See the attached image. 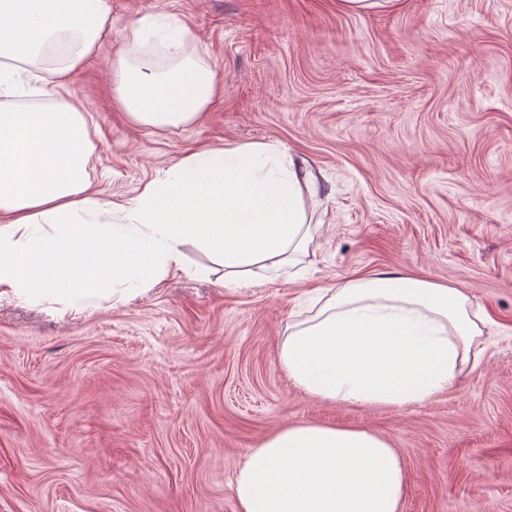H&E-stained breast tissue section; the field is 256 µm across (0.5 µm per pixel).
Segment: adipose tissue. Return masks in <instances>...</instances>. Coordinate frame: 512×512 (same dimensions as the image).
<instances>
[{"instance_id": "obj_1", "label": "adipose tissue", "mask_w": 512, "mask_h": 512, "mask_svg": "<svg viewBox=\"0 0 512 512\" xmlns=\"http://www.w3.org/2000/svg\"><path fill=\"white\" fill-rule=\"evenodd\" d=\"M108 15L109 0H0V296L62 292L84 309L105 288L183 270L188 240L222 261L228 285L257 269L302 272L313 239L304 198L320 183L274 143L193 153L144 187L129 222H98L106 205L88 196L87 119L59 79L97 50ZM152 27H131L128 52L112 64L113 98L141 126L194 123L216 94L215 74L172 21L169 65L139 62L131 51ZM50 49L59 55L49 73ZM322 293L325 304L279 350L289 381L322 401L402 408L450 391L482 361L488 315L459 289L385 270ZM406 491L387 438L319 423L273 432L234 481L236 512H402Z\"/></svg>"}]
</instances>
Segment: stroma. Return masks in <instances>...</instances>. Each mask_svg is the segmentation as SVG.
I'll return each mask as SVG.
<instances>
[{
  "label": "stroma",
  "mask_w": 512,
  "mask_h": 512,
  "mask_svg": "<svg viewBox=\"0 0 512 512\" xmlns=\"http://www.w3.org/2000/svg\"><path fill=\"white\" fill-rule=\"evenodd\" d=\"M100 48L62 89L84 108L93 198L126 221L190 153L277 143L318 174L303 278L228 289L201 246L148 289L87 309L0 298V512H235L249 449L295 422L387 437L403 512H512V0H109ZM169 15L211 66L204 117L132 123L109 74L129 28ZM396 270L487 312L481 364L404 408L320 402L278 353L327 284ZM396 2L397 0H338L344 11L355 14L387 9L394 6Z\"/></svg>",
  "instance_id": "obj_1"
}]
</instances>
